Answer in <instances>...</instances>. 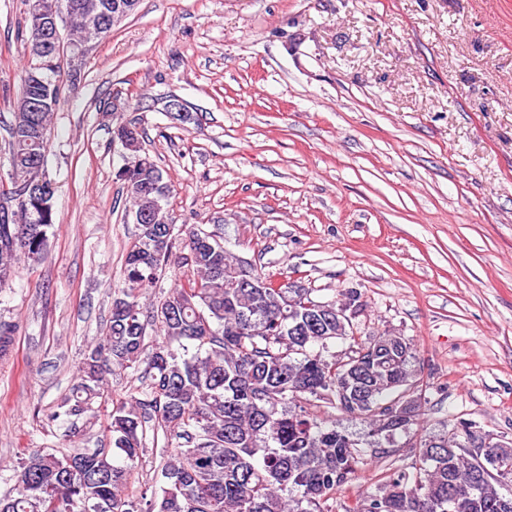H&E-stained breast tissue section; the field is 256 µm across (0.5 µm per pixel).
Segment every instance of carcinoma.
<instances>
[{
  "mask_svg": "<svg viewBox=\"0 0 512 512\" xmlns=\"http://www.w3.org/2000/svg\"><path fill=\"white\" fill-rule=\"evenodd\" d=\"M139 0H65L73 40L106 39ZM42 33L28 25L21 95L49 100L43 112L15 114L10 128V175L24 182L37 159H47L48 131L62 88L60 57L32 67ZM112 138L126 151L117 180L132 201L128 215L148 213L125 259L124 287L112 302L105 336L90 346L80 382L52 418H87L109 395V377L146 363L136 394L116 405L107 429L111 447L58 457L33 451L15 469L17 495L0 498V512H333L329 501L354 476L364 447L406 430L419 405L407 394L414 376L411 344L401 336L358 342L343 358L328 343L353 335L336 319V303L310 298L262 277L232 256L220 237L184 228L173 252L170 186L142 145L139 128L116 126ZM56 190L28 186L26 203L0 205V284L20 264L44 258L58 221ZM192 269L151 310L141 292L169 263ZM250 276L264 288H242ZM163 337L146 343L148 330ZM320 404L363 419L361 441L319 418ZM154 422L183 441L152 485L133 501L128 479L142 448L143 425ZM472 424L421 440L419 464L390 474L376 493L361 494L345 512H512L499 488L512 482V445L492 443L474 456L462 451ZM495 464V476L482 473Z\"/></svg>",
  "mask_w": 512,
  "mask_h": 512,
  "instance_id": "obj_1",
  "label": "carcinoma"
}]
</instances>
